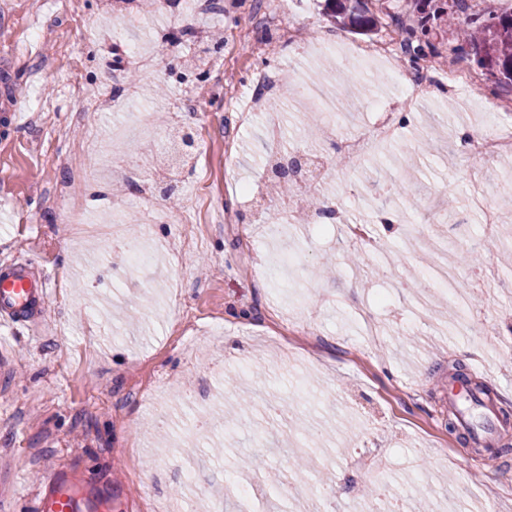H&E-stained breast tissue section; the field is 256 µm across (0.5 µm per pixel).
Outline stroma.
Wrapping results in <instances>:
<instances>
[{"label": "stroma", "instance_id": "1", "mask_svg": "<svg viewBox=\"0 0 512 512\" xmlns=\"http://www.w3.org/2000/svg\"><path fill=\"white\" fill-rule=\"evenodd\" d=\"M256 0H219L189 18L187 29L162 27L160 12L181 0H76L68 13L38 0H0V77L14 85L24 117L0 127V257L25 261L52 282L50 322L39 342L0 326L11 369L0 377V495L13 512H32L35 487L52 464L94 473L112 486V512H210V493L224 512H365L359 492L373 466L385 471L386 512L395 497L429 495V512H512V432L475 450L451 427L446 399L453 378H477L500 416L512 421V209L503 211L485 263L462 256L482 241L484 195L500 196L512 163L484 165V186L467 178L469 161L449 154L466 136L495 126L512 133V114L492 106L512 90L440 92L408 114L402 146H416L412 195L446 188L457 204L442 224L427 223L395 198L366 194L350 201L379 251L351 266L357 246L338 227L289 224L277 202L239 207L228 185L224 146L232 144L240 175L265 166L266 117L278 114L281 151L324 138L301 131L314 106L274 101L239 122L224 85L244 82L260 62L294 84L315 86L341 105L335 129L353 133L374 117L373 101L400 111L390 66L368 74L341 69L336 54L300 62L278 30L255 26ZM372 36L332 27L316 0H288L290 21L307 25L308 43L334 37L360 47L391 31L407 0H380ZM254 27L252 43L214 47L210 31ZM132 41L152 67L124 64ZM98 83L115 95L130 88L116 112L79 105L70 81ZM144 123L159 132L192 129L195 159L178 175L176 202L154 191L151 203L178 216L145 227L144 203L130 196L120 168L150 177L158 141L125 154L110 139L113 124ZM110 155L95 186L75 184L86 210L70 224L52 203L74 154L94 146ZM245 219L225 223V210ZM141 248L148 267L125 272L115 239ZM455 264L459 287H428L436 269ZM500 279L484 285L489 267ZM200 387L196 402L182 390ZM251 397L254 408L237 404ZM303 457L316 479L294 477ZM265 463L261 475L248 464ZM250 495H239L241 486Z\"/></svg>", "mask_w": 512, "mask_h": 512}]
</instances>
